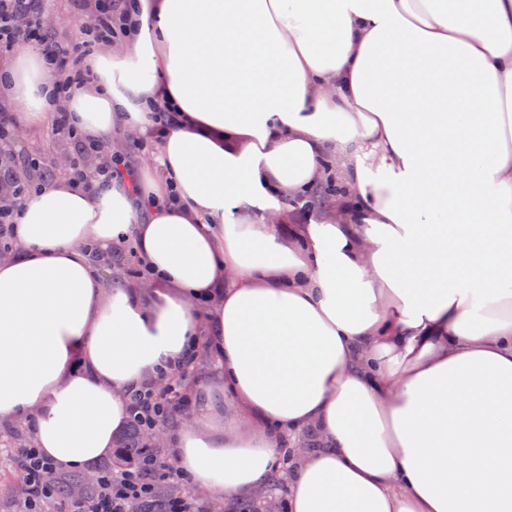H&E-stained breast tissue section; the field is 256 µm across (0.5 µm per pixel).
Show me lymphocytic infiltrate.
I'll return each instance as SVG.
<instances>
[{"label": "lymphocytic infiltrate", "mask_w": 512, "mask_h": 512, "mask_svg": "<svg viewBox=\"0 0 512 512\" xmlns=\"http://www.w3.org/2000/svg\"><path fill=\"white\" fill-rule=\"evenodd\" d=\"M77 9H89L94 22L78 27L70 41L62 42L44 31L40 24L41 0H0V53L11 52L29 44L42 47L54 74L63 76L65 84L86 81L88 73L83 59L97 45L111 42L120 30L125 11L123 0H76ZM57 134L73 143V164L69 177L76 186H85L86 174H93L100 183H108L115 169L99 162L101 149L71 126L66 113H59L54 124ZM131 419L145 432L166 422L188 398L180 387L170 389L166 401H158L153 388H139L129 394ZM15 459L23 473L18 495L22 512H46L48 504L61 489L62 473L36 449H16ZM178 467L154 453H147L138 462L123 469L100 468L86 494L74 500L73 512H130L132 506L143 505L150 512H206L196 500L182 496H158L157 478L180 477Z\"/></svg>", "instance_id": "obj_1"}]
</instances>
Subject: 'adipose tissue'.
<instances>
[{"mask_svg":"<svg viewBox=\"0 0 512 512\" xmlns=\"http://www.w3.org/2000/svg\"><path fill=\"white\" fill-rule=\"evenodd\" d=\"M91 80L0 68L22 124L67 113L136 185L44 184L0 262V419L62 469L106 458L127 392L210 336L217 392L175 435L207 491L288 512H512V0H135ZM180 125L154 136L153 111ZM332 179L323 218L289 202ZM133 239L147 285L85 250ZM214 301L209 327L194 310Z\"/></svg>","mask_w":512,"mask_h":512,"instance_id":"adipose-tissue-1","label":"adipose tissue"}]
</instances>
